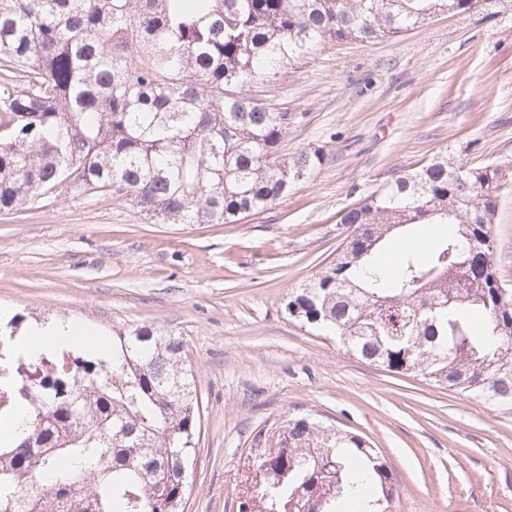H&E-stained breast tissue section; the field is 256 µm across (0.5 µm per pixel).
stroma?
<instances>
[{"label":"stroma","mask_w":512,"mask_h":512,"mask_svg":"<svg viewBox=\"0 0 512 512\" xmlns=\"http://www.w3.org/2000/svg\"><path fill=\"white\" fill-rule=\"evenodd\" d=\"M248 92L288 113L282 156L319 148L323 165L235 224L150 223L97 194L0 211V304L26 324L183 339L202 406L184 512H237L255 433L305 413L379 448L392 512H512V409L388 372L286 310L335 259L342 214L396 175L441 153L512 169V0L324 42ZM492 236L512 289V176Z\"/></svg>","instance_id":"obj_1"}]
</instances>
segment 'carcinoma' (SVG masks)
<instances>
[{
  "instance_id": "cac0c4a2",
  "label": "carcinoma",
  "mask_w": 512,
  "mask_h": 512,
  "mask_svg": "<svg viewBox=\"0 0 512 512\" xmlns=\"http://www.w3.org/2000/svg\"><path fill=\"white\" fill-rule=\"evenodd\" d=\"M493 0H0V211L53 192L128 199L145 219L234 224L324 161L278 156L288 113L247 93L325 40L391 39L443 10ZM440 154L350 209L332 264L288 315L395 374L512 406V290L491 255L500 166ZM442 224L389 267L387 239ZM0 411L26 407L0 446V512H180L200 398L185 346L140 327L101 357H6ZM248 512H391L392 474L358 434L292 416L252 439Z\"/></svg>"
}]
</instances>
